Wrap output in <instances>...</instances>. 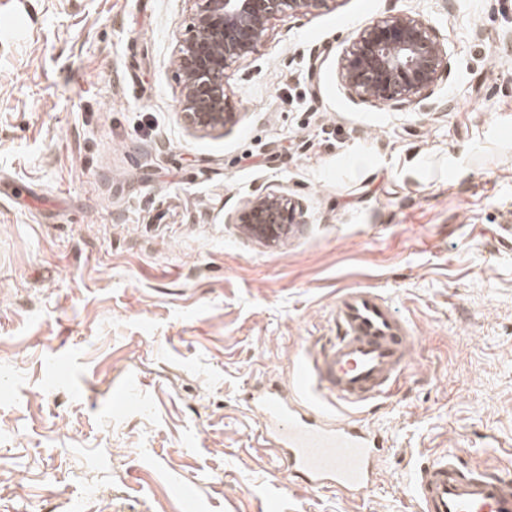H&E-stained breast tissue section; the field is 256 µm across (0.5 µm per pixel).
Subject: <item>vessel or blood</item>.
<instances>
[{
    "label": "vessel or blood",
    "instance_id": "1",
    "mask_svg": "<svg viewBox=\"0 0 512 512\" xmlns=\"http://www.w3.org/2000/svg\"><path fill=\"white\" fill-rule=\"evenodd\" d=\"M331 316L334 336L293 362L283 382L248 391L245 402L291 477L352 501L375 484L387 456L385 437L366 416L408 367L415 338L373 287L344 290ZM413 492L419 512H512V476L453 454L424 466Z\"/></svg>",
    "mask_w": 512,
    "mask_h": 512
}]
</instances>
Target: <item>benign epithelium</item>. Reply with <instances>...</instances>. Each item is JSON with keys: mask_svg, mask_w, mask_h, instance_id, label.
<instances>
[{"mask_svg": "<svg viewBox=\"0 0 512 512\" xmlns=\"http://www.w3.org/2000/svg\"><path fill=\"white\" fill-rule=\"evenodd\" d=\"M193 17L176 61L180 110L191 128L207 132L236 121L224 83L226 66L253 54L267 39L269 22L288 12L310 11L327 0H188ZM448 67L433 28L400 15L377 20L353 40L342 82L351 98L433 110L432 87ZM254 238L273 243L301 223L298 204L269 192L247 200L238 217Z\"/></svg>", "mask_w": 512, "mask_h": 512, "instance_id": "7a95c632", "label": "benign epithelium"}]
</instances>
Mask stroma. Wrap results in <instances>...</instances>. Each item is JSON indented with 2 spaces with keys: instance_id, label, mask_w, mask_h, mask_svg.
I'll list each match as a JSON object with an SVG mask.
<instances>
[{
  "instance_id": "stroma-1",
  "label": "stroma",
  "mask_w": 512,
  "mask_h": 512,
  "mask_svg": "<svg viewBox=\"0 0 512 512\" xmlns=\"http://www.w3.org/2000/svg\"><path fill=\"white\" fill-rule=\"evenodd\" d=\"M398 15L436 31L449 110L343 87L360 30ZM7 16L24 31L0 29V512H416L433 458L512 464V0L277 16L225 70L236 122L207 133L179 108L188 0H0ZM268 192L303 210L272 244L235 222ZM356 286L416 342L370 417L381 480L348 502L292 481L244 394L334 335Z\"/></svg>"
}]
</instances>
